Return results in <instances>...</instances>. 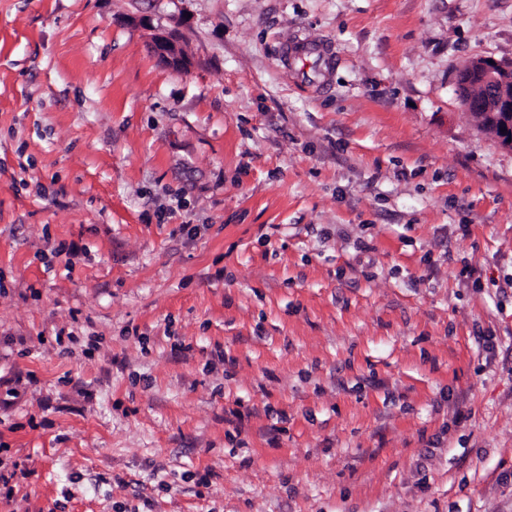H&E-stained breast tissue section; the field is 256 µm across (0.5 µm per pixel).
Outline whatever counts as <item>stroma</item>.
I'll use <instances>...</instances> for the list:
<instances>
[{"instance_id":"stroma-1","label":"stroma","mask_w":512,"mask_h":512,"mask_svg":"<svg viewBox=\"0 0 512 512\" xmlns=\"http://www.w3.org/2000/svg\"><path fill=\"white\" fill-rule=\"evenodd\" d=\"M476 56L512 0H0V512H512ZM153 50L158 57L176 68H186L187 58L177 38L170 32L159 34L154 37Z\"/></svg>"}]
</instances>
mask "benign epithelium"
<instances>
[{
  "label": "benign epithelium",
  "mask_w": 512,
  "mask_h": 512,
  "mask_svg": "<svg viewBox=\"0 0 512 512\" xmlns=\"http://www.w3.org/2000/svg\"><path fill=\"white\" fill-rule=\"evenodd\" d=\"M153 50L165 63L188 66L177 38L170 32L154 37ZM466 91L464 107L478 117L484 131L512 150V61H490L474 57L462 68Z\"/></svg>",
  "instance_id": "7a95c632"
}]
</instances>
